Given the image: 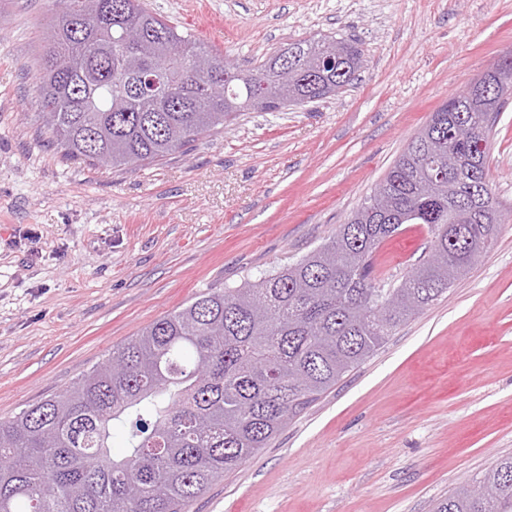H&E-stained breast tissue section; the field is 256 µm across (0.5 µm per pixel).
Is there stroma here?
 I'll return each instance as SVG.
<instances>
[{
    "label": "stroma",
    "mask_w": 512,
    "mask_h": 512,
    "mask_svg": "<svg viewBox=\"0 0 512 512\" xmlns=\"http://www.w3.org/2000/svg\"><path fill=\"white\" fill-rule=\"evenodd\" d=\"M237 67L359 41L357 84L146 166L64 159L36 105L54 0H0V419L49 398L152 321L332 237L451 94L512 53V0H143ZM503 224L440 300L184 512H431L512 455V99L489 134ZM426 226L377 254L401 279Z\"/></svg>",
    "instance_id": "obj_1"
}]
</instances>
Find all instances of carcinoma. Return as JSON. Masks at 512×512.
<instances>
[{
  "label": "carcinoma",
  "mask_w": 512,
  "mask_h": 512,
  "mask_svg": "<svg viewBox=\"0 0 512 512\" xmlns=\"http://www.w3.org/2000/svg\"><path fill=\"white\" fill-rule=\"evenodd\" d=\"M41 27L38 109L69 160L111 168L185 152L264 102H315L359 80L363 50L323 36L288 44L235 78L224 56L140 0H72ZM160 70L167 93L143 85ZM431 115L372 194L328 242L258 280L213 288L155 320L54 396L0 420V512H181L266 447L288 422L475 265L502 211L488 181L484 132L512 88L507 61ZM222 81L224 94L208 90ZM424 224L423 256L399 284L375 273L378 249ZM130 425L111 455L112 423ZM434 512H512V456L434 504Z\"/></svg>",
  "instance_id": "cac0c4a2"
}]
</instances>
